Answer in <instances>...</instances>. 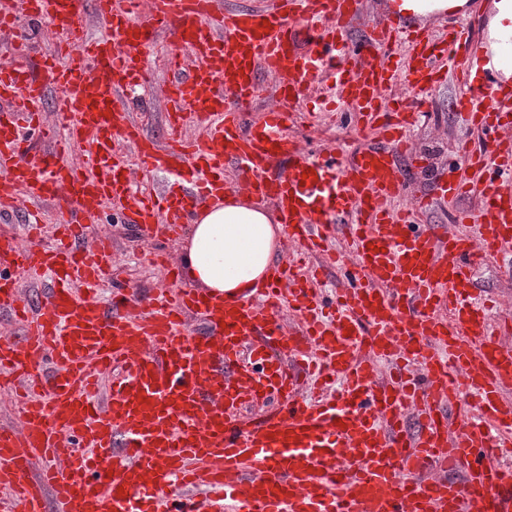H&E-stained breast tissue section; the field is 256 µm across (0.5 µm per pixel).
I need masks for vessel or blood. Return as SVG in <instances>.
<instances>
[{
    "label": "vessel or blood",
    "instance_id": "b4317fda",
    "mask_svg": "<svg viewBox=\"0 0 512 512\" xmlns=\"http://www.w3.org/2000/svg\"><path fill=\"white\" fill-rule=\"evenodd\" d=\"M32 2L62 37L39 73L0 64L1 219L22 194L90 216L107 206L171 235L170 212L190 217L238 188L272 201L289 242L320 263L278 262L253 295L229 299L178 287L156 255L168 288L105 307L108 243L82 247L67 221L46 250L0 242L17 271L0 277V311L24 328L23 341L0 339V372L21 402L19 427H0V512H512V465L499 459L512 447V346L474 280L479 254L512 243V189L496 180L512 171V91L484 108L468 32H410L392 67L386 27L345 49L354 0H97L93 39L82 0ZM166 30L192 64L172 63L161 144L141 135L122 94L146 78L147 34ZM444 62L461 66L465 121L494 136L464 152L467 176L440 185L479 199L456 230L395 208L413 115L381 109L391 82L435 86ZM265 74L279 104L248 119ZM318 81L338 86L375 136L350 158L304 150L288 132ZM52 89L59 142L44 121ZM189 116L204 142L184 135ZM23 123L52 150L26 157ZM120 138L143 170L175 182L135 196ZM77 152L90 166L73 164ZM326 269L345 288L324 292ZM23 279L42 299H22Z\"/></svg>",
    "mask_w": 512,
    "mask_h": 512
}]
</instances>
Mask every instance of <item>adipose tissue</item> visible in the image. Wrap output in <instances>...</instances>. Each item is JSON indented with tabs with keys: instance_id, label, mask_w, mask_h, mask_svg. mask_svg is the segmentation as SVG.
<instances>
[{
	"instance_id": "1",
	"label": "adipose tissue",
	"mask_w": 512,
	"mask_h": 512,
	"mask_svg": "<svg viewBox=\"0 0 512 512\" xmlns=\"http://www.w3.org/2000/svg\"><path fill=\"white\" fill-rule=\"evenodd\" d=\"M398 17L427 22L472 15V0H390ZM485 80L512 87V0H487L479 41ZM284 228L275 210L230 191L200 205L186 226L180 258L189 279L212 295L248 297L281 256Z\"/></svg>"
}]
</instances>
